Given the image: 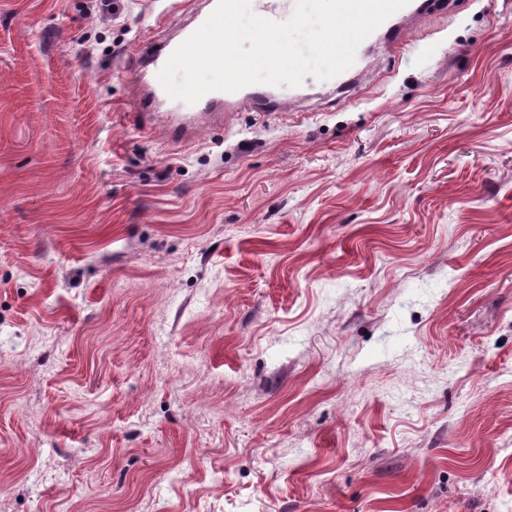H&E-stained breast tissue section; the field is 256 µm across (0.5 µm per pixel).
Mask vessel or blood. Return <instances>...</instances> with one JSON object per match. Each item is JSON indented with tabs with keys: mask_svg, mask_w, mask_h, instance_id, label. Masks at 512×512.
Instances as JSON below:
<instances>
[{
	"mask_svg": "<svg viewBox=\"0 0 512 512\" xmlns=\"http://www.w3.org/2000/svg\"><path fill=\"white\" fill-rule=\"evenodd\" d=\"M217 3L218 0H203L192 24L180 27L174 35L159 31L156 40L141 48L131 86L135 118L141 129L158 130L168 140L186 144L193 142L201 128L223 124L225 114L238 111L242 104H249L257 112L284 111V104L277 100L271 87L259 89L248 86L235 92L212 91L189 105L171 98L161 85L159 71L195 28L203 25ZM250 4L261 18L285 22L291 18L297 0H250Z\"/></svg>",
	"mask_w": 512,
	"mask_h": 512,
	"instance_id": "b4317fda",
	"label": "vessel or blood"
}]
</instances>
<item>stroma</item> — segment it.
Returning a JSON list of instances; mask_svg holds the SVG:
<instances>
[{"label":"stroma","mask_w":512,"mask_h":512,"mask_svg":"<svg viewBox=\"0 0 512 512\" xmlns=\"http://www.w3.org/2000/svg\"><path fill=\"white\" fill-rule=\"evenodd\" d=\"M199 0H0V512H512V0L188 145ZM202 9L195 15L192 26H181L177 35L160 30L156 40L140 49L138 63L133 75L132 100L138 126L143 130L161 134L178 144L193 142L199 130L207 126H223L226 112H237L244 102L255 112H284L273 86L258 89L254 85L236 92L211 91L198 102L188 104L171 98L158 79L175 49L191 36L217 6L218 0H204ZM188 109L189 112H183Z\"/></svg>","instance_id":"35a3bbf8"}]
</instances>
